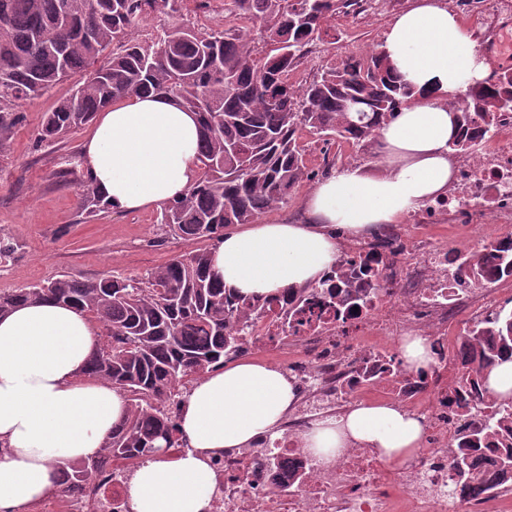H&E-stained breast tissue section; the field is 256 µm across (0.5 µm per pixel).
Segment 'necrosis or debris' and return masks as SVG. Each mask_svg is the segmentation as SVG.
<instances>
[{"label": "necrosis or debris", "instance_id": "necrosis-or-debris-1", "mask_svg": "<svg viewBox=\"0 0 512 512\" xmlns=\"http://www.w3.org/2000/svg\"><path fill=\"white\" fill-rule=\"evenodd\" d=\"M488 33L483 52L492 69L512 62V43L492 33L512 24V0H454ZM416 224H466L462 244L429 234L402 239L388 232L389 247L364 241L342 253L328 281L336 288L330 305L306 291L274 308L258 307L242 349L296 355L283 370L300 401L275 440L255 443L210 461L219 495L211 512H512V482L496 477L490 450L475 453L478 484L449 490L448 456L463 434L487 416L480 388L460 383L448 364V326L462 320L483 326L502 310L496 274L512 237L490 235L488 225L512 224V139L500 137L460 155L446 194L414 214ZM472 259L473 272L463 265ZM387 285L378 287L375 273ZM426 337L436 368L418 375L398 368L397 343ZM373 395L419 416L427 446L405 462L390 484L374 449L356 445L323 460L303 448L300 436L315 419L340 413ZM131 474L105 465L94 486L73 492L66 512H129Z\"/></svg>", "mask_w": 512, "mask_h": 512}]
</instances>
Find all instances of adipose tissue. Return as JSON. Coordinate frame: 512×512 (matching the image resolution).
<instances>
[{
    "label": "adipose tissue",
    "mask_w": 512,
    "mask_h": 512,
    "mask_svg": "<svg viewBox=\"0 0 512 512\" xmlns=\"http://www.w3.org/2000/svg\"><path fill=\"white\" fill-rule=\"evenodd\" d=\"M381 49L412 100L380 131L383 169L339 170L319 182L299 222L256 224L211 248L210 268L227 292L272 297L319 284L343 244L402 223L448 189L450 144L457 118L448 100L489 74L479 32L442 0H413L390 23ZM199 127L174 99L138 95L99 112L82 147V162L113 210L159 207L188 192L200 174ZM98 331L78 308L52 300L0 317V512L46 497L56 486V460L94 454L127 414V400L86 367ZM297 399L285 375L266 362L236 358L200 379L185 396L179 428L186 450L137 467L130 512H210L218 485L209 465L220 453L277 438ZM423 422L386 402L359 403L313 422L305 448L329 459L359 444L387 464L421 448Z\"/></svg>",
    "instance_id": "1"
}]
</instances>
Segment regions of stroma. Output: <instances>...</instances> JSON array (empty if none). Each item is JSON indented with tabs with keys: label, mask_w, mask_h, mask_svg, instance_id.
I'll return each instance as SVG.
<instances>
[{
	"label": "stroma",
	"mask_w": 512,
	"mask_h": 512,
	"mask_svg": "<svg viewBox=\"0 0 512 512\" xmlns=\"http://www.w3.org/2000/svg\"><path fill=\"white\" fill-rule=\"evenodd\" d=\"M394 11L380 8L366 19L340 16L323 39L321 63L330 65L379 44ZM73 80L23 105L25 119L0 146V236H11L16 251L0 259V292L14 291L68 274L81 280L105 275L141 276L173 256L206 248V241L162 236L159 209L87 213L77 197L78 174L71 156L80 154L91 132L83 126L42 148L33 140L45 112L68 97Z\"/></svg>",
	"instance_id": "35a3bbf8"
}]
</instances>
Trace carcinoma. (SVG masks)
Returning a JSON list of instances; mask_svg holds the SVG:
<instances>
[{"label":"carcinoma","instance_id":"1","mask_svg":"<svg viewBox=\"0 0 512 512\" xmlns=\"http://www.w3.org/2000/svg\"><path fill=\"white\" fill-rule=\"evenodd\" d=\"M185 0H0V146L24 118L20 107L80 75L71 95L44 113L35 142L61 139L89 124L114 100L155 94L178 100L201 128V174L168 203L162 231L182 240H217L234 224H253L288 204L296 184L315 178L299 144L306 132L327 141L374 143L382 125L412 98L378 47L326 66L303 85L290 74L322 41L325 26L348 14L351 0H224V14L257 23L267 50L250 27L198 29L178 21ZM165 15L149 41L137 24ZM112 45L117 51L106 57ZM457 114L452 150H472L512 113V72L490 76L448 101ZM81 209L112 208L86 173ZM262 302L227 292L210 271V252L192 251L143 276L81 281L62 274L29 288L0 293V315L19 305L54 300L87 312L100 328L88 376L104 380L129 402L126 420L97 452L61 462L59 498L96 482L108 462L137 468L185 447L167 402L204 374L242 355L235 332L252 321ZM461 381L486 387L485 371L512 354V312L460 336ZM512 423V402L492 400V415L466 432L463 448L448 457L457 485L475 479L472 453L493 447Z\"/></svg>","mask_w":512,"mask_h":512}]
</instances>
